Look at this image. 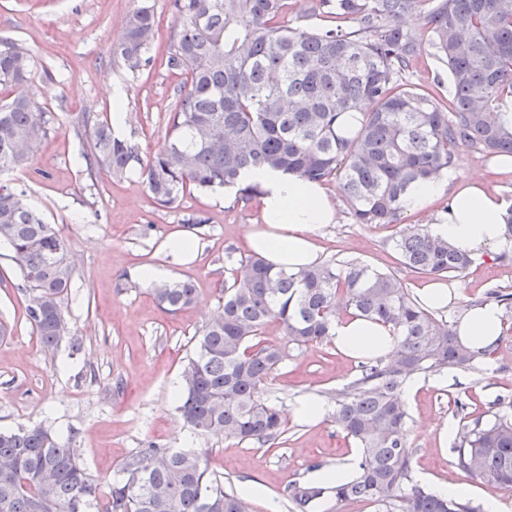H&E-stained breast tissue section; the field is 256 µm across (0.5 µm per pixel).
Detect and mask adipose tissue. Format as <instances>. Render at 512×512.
I'll use <instances>...</instances> for the list:
<instances>
[{
	"label": "adipose tissue",
	"instance_id": "ef3b65f1",
	"mask_svg": "<svg viewBox=\"0 0 512 512\" xmlns=\"http://www.w3.org/2000/svg\"><path fill=\"white\" fill-rule=\"evenodd\" d=\"M243 179L259 187L262 202L260 223L245 233L249 249L273 269L289 273L319 263L318 236L338 221V209L323 187L273 169H253ZM444 195L448 209L432 221L434 235L478 261L512 252L505 228L508 206L483 180L457 183L451 173L435 172L415 187L405 208L422 213ZM502 328V312L492 304L467 309L456 324L460 341L475 351L494 348ZM331 339L339 352L353 358L384 356L397 344L388 327L358 317L337 321Z\"/></svg>",
	"mask_w": 512,
	"mask_h": 512
}]
</instances>
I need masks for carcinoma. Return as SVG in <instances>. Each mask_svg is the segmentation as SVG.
Here are the masks:
<instances>
[{"label":"carcinoma","mask_w":512,"mask_h":512,"mask_svg":"<svg viewBox=\"0 0 512 512\" xmlns=\"http://www.w3.org/2000/svg\"><path fill=\"white\" fill-rule=\"evenodd\" d=\"M179 30L167 68L185 76L164 151L141 163L112 124H81L88 171L122 177L137 163L154 202L170 208L188 190H260L242 175L269 168L322 184L336 182L357 224H395L414 187L453 168L464 148L512 156V0H319L355 29L288 23V0H174ZM413 15L419 31L402 24ZM156 17L144 3L127 18L113 55L133 75L151 62ZM448 65L451 94L437 98L407 71L426 51ZM34 59L0 39V170L31 164L48 132L31 86ZM0 241L13 252L27 312L43 349L70 335L64 304L75 268L66 238L30 207L24 192L0 184ZM405 267L441 280L462 278L468 254L416 225L392 240ZM170 311L192 304L188 281L153 288ZM485 299L512 313V292ZM353 315L390 325L391 358L370 360L336 393V426L362 450L356 476L339 486L293 482L289 512L320 500L362 501L377 512H483L469 498H447L412 481L405 384L444 369L473 370L479 353L453 324L428 312L392 272L351 262L274 271L256 255L230 268L223 313L201 331L181 373L178 412L194 433L268 443L284 433L268 384L292 347L322 342ZM278 322L285 340L262 334ZM455 466L489 490H512V402L489 420L461 425ZM103 512H250L224 489L203 455L150 444L128 457ZM98 479L77 450L42 424L0 432V512H83Z\"/></svg>","instance_id":"carcinoma-1"}]
</instances>
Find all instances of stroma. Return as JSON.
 Returning <instances> with one entry per match:
<instances>
[{"label": "stroma", "mask_w": 512, "mask_h": 512, "mask_svg": "<svg viewBox=\"0 0 512 512\" xmlns=\"http://www.w3.org/2000/svg\"><path fill=\"white\" fill-rule=\"evenodd\" d=\"M143 0H0V38L25 46L35 66L33 89L50 115L46 138L24 171L0 172V181L26 193L45 223L67 239L75 266L65 314L71 340L45 354L27 314L19 270L9 246L0 243V322L11 329L0 338V430L38 424L53 426L61 440L77 448L88 471L111 483L125 459L156 443L193 448L225 488H258L252 512H288L282 496L292 481H309L316 469L341 462L355 442L337 429L332 417L313 425L286 423L275 444L204 437L184 426L172 386L194 352L203 326L224 307V282L232 260L246 257L244 234L260 223L259 198L241 202L223 191L185 193L172 208L155 204L138 169L123 178L100 169L88 173L82 159L89 149L82 115H112V92L120 90L126 123L118 129L148 160L171 136V117L180 96V79L166 58L178 27L171 0H150L157 19L151 63L129 75L112 54L127 16ZM455 179L482 175L487 186L512 204V174L489 169L486 157L461 150ZM203 215L205 224L187 218ZM339 221L322 230L323 260L359 262L395 271L409 288L427 283L425 275L405 268L392 248L400 226L419 225L403 213L400 225L357 224L347 208ZM196 240L198 254L179 263L166 243L175 236ZM155 265L169 281L193 282L192 306L170 313L138 277ZM461 297L444 312L456 321L467 304L493 288L512 292V263L487 258L457 280ZM359 360L340 353L331 341L289 351L273 374L269 390L280 410L314 395L333 405L338 389L360 374ZM418 389L407 402L408 445L413 482L434 487L464 483L473 500L488 490L454 464L442 426L458 429L464 402L469 418H490L500 400L512 401V338L477 368L416 377Z\"/></svg>", "instance_id": "35a3bbf8"}]
</instances>
